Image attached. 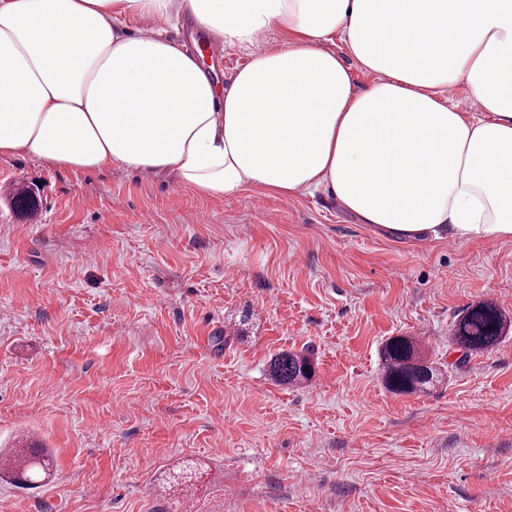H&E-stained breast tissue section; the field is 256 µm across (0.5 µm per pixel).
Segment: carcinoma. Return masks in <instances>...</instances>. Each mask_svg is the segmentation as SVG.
Here are the masks:
<instances>
[{
	"label": "carcinoma",
	"mask_w": 512,
	"mask_h": 512,
	"mask_svg": "<svg viewBox=\"0 0 512 512\" xmlns=\"http://www.w3.org/2000/svg\"><path fill=\"white\" fill-rule=\"evenodd\" d=\"M511 326L497 304L479 302L456 316L451 341L469 355L498 344ZM381 359L383 382L395 393L425 392L441 381L440 369L419 354L417 342L409 336L388 338L382 345ZM269 372L276 383L295 385L312 377L313 365L307 356L286 351L271 358ZM51 469L47 449L21 447L10 450L3 472L19 483L30 484L33 478Z\"/></svg>",
	"instance_id": "cac0c4a2"
}]
</instances>
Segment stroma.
Here are the masks:
<instances>
[{
    "instance_id": "35a3bbf8",
    "label": "stroma",
    "mask_w": 512,
    "mask_h": 512,
    "mask_svg": "<svg viewBox=\"0 0 512 512\" xmlns=\"http://www.w3.org/2000/svg\"><path fill=\"white\" fill-rule=\"evenodd\" d=\"M490 299L512 316V240L404 242L321 194L1 157L0 448L30 436L54 467L0 480V512H512V336L465 359L450 340ZM392 336L443 381L387 390ZM281 351L312 380L271 381ZM184 461L198 478L170 495Z\"/></svg>"
}]
</instances>
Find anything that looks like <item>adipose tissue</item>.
<instances>
[{
	"instance_id": "1",
	"label": "adipose tissue",
	"mask_w": 512,
	"mask_h": 512,
	"mask_svg": "<svg viewBox=\"0 0 512 512\" xmlns=\"http://www.w3.org/2000/svg\"><path fill=\"white\" fill-rule=\"evenodd\" d=\"M182 16L246 64L213 77ZM1 156L325 192L399 241L512 239V0H0Z\"/></svg>"
}]
</instances>
